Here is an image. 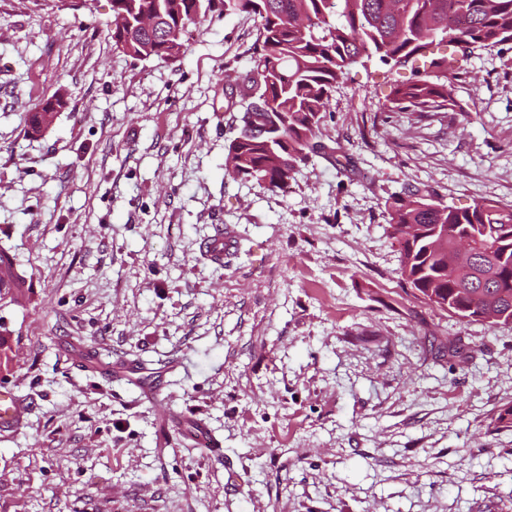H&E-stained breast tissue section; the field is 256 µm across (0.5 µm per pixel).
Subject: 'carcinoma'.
<instances>
[{"label": "carcinoma", "mask_w": 512, "mask_h": 512, "mask_svg": "<svg viewBox=\"0 0 512 512\" xmlns=\"http://www.w3.org/2000/svg\"><path fill=\"white\" fill-rule=\"evenodd\" d=\"M113 13L154 15L150 30L112 27V42L137 60H174L189 26L230 14L260 19L251 68L240 77L239 133L228 145L226 171L284 189L299 165L327 146L318 140L338 80L373 58L411 66L391 102L425 109L454 103L451 80L468 73L470 54L456 45L495 50L512 42V0H112ZM423 60V66L416 65ZM62 103L28 115L38 133ZM401 241L399 272L431 304L467 322L512 324V204L485 199L471 209L444 205L427 190L407 189L388 205ZM469 238L473 273L453 265L456 239ZM24 276L0 265V301ZM492 429L512 428V405L491 416Z\"/></svg>", "instance_id": "carcinoma-1"}]
</instances>
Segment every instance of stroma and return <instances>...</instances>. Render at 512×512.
<instances>
[{
	"mask_svg": "<svg viewBox=\"0 0 512 512\" xmlns=\"http://www.w3.org/2000/svg\"><path fill=\"white\" fill-rule=\"evenodd\" d=\"M111 21L112 0H0V251L25 277L0 384L34 405L0 432V512H512V430L488 429L512 324L417 298L387 224L409 185L512 204V50L473 55L436 109L390 102L410 67L354 65L319 134L349 167L313 157L279 191L224 174L257 18L193 26L167 62L126 56ZM222 229L242 249L217 265ZM62 106V103L57 100V103L47 102L40 110L30 112L28 115V126L32 133H38L48 128L52 124L57 109ZM233 245L234 239L232 236L224 238V233L218 232L204 243L203 249L212 262L221 264L224 262V248L227 249ZM188 436L196 444L206 447L208 456L216 461L224 460V449L219 448L218 441L213 437L209 428L202 420H194L190 425Z\"/></svg>",
	"mask_w": 512,
	"mask_h": 512,
	"instance_id": "obj_1",
	"label": "stroma"
}]
</instances>
